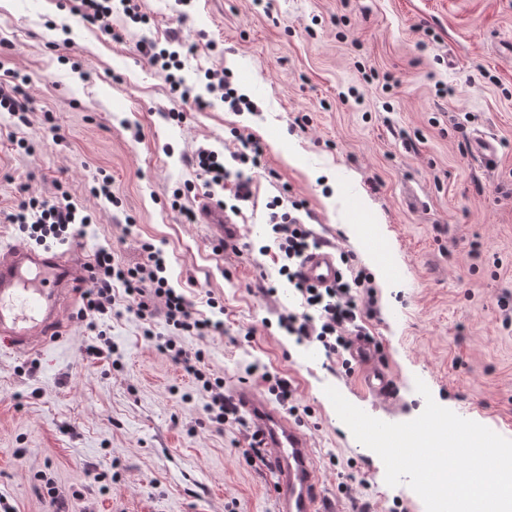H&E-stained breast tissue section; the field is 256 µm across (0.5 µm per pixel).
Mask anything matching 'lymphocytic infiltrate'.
<instances>
[{
  "label": "lymphocytic infiltrate",
  "mask_w": 512,
  "mask_h": 512,
  "mask_svg": "<svg viewBox=\"0 0 512 512\" xmlns=\"http://www.w3.org/2000/svg\"><path fill=\"white\" fill-rule=\"evenodd\" d=\"M262 157L260 142L249 135L241 138L239 148L230 159H221L214 151L201 147L194 155V162L204 174L208 190L233 185L234 200L244 204L252 195V179L245 169L260 167ZM269 208L271 237L281 260L279 272L287 277L303 304L302 311L281 313L280 326L290 335L320 343L345 372H352L348 355L353 340L365 335L366 321L377 314L370 274L355 267L350 255L343 252L339 255L343 271L334 283L323 287L310 283L302 276L300 267L310 251L322 246V239L290 212L282 210L280 200L271 201ZM0 219L17 225L20 232L41 245L50 240L67 241L76 235L78 226L90 221L65 193L52 201L20 202ZM142 251L141 261L131 265L109 250L98 251L91 267L89 287L83 294L84 306L78 313L96 333L97 342L87 347V356L98 358L111 351L112 339L103 325L112 317L117 296H124L127 310L148 324L162 319L167 334L154 333L148 327L144 331L145 338L197 382L207 398L205 412L209 422L229 425L243 433L247 442L244 455L248 461H255L261 455L258 436L225 394L223 378L213 376L205 363L203 350L182 342L186 336L203 338L223 332L222 323L203 315L184 292L170 286L166 261L160 250L146 244Z\"/></svg>",
  "instance_id": "lymphocytic-infiltrate-1"
}]
</instances>
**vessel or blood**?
<instances>
[{
	"mask_svg": "<svg viewBox=\"0 0 512 512\" xmlns=\"http://www.w3.org/2000/svg\"><path fill=\"white\" fill-rule=\"evenodd\" d=\"M337 271L336 255L328 247L310 254L303 266L304 276L317 285L332 283ZM86 278L87 264L78 253L0 245V346L28 354L59 342L67 328L62 313L75 304ZM362 386L384 398L391 380L384 368L371 365ZM234 403L269 453L278 512H341L320 493L307 434L253 391H236Z\"/></svg>",
	"mask_w": 512,
	"mask_h": 512,
	"instance_id": "b4317fda",
	"label": "vessel or blood"
}]
</instances>
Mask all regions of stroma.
Returning <instances> with one entry per match:
<instances>
[{
    "label": "stroma",
    "mask_w": 512,
    "mask_h": 512,
    "mask_svg": "<svg viewBox=\"0 0 512 512\" xmlns=\"http://www.w3.org/2000/svg\"><path fill=\"white\" fill-rule=\"evenodd\" d=\"M78 4L0 0V65L30 108L25 125L0 112V210L65 192L93 216L65 251L90 261L108 248L133 263L142 244L160 249L172 287L196 309L211 297L224 308L223 334L182 342L204 351L225 392L269 399L244 376L258 364L310 408L302 429L324 498L426 512L407 484H386L324 388L401 423L424 409L420 379L441 406L512 439V325L497 305L512 292V0H197L187 13L178 0H141L149 23L116 13L107 32ZM174 30L193 46L179 74L204 107L182 103L137 50ZM209 68L227 71L252 111L207 94ZM239 132L260 140L265 170L230 216L238 254L194 218L205 177L191 158L229 154ZM479 136L497 143L492 165L470 154ZM104 173L108 199L91 192ZM282 194L372 273L378 313L366 326L388 398L361 390L363 363L345 374L280 328L299 301L262 247L266 205ZM63 318L64 340L45 351L0 350L1 501L49 512L53 490L70 512H277L268 467L246 461L238 430L207 422L204 393L145 340L144 321L112 317L114 350L91 360L94 333L76 312Z\"/></svg>",
    "instance_id": "1"
}]
</instances>
